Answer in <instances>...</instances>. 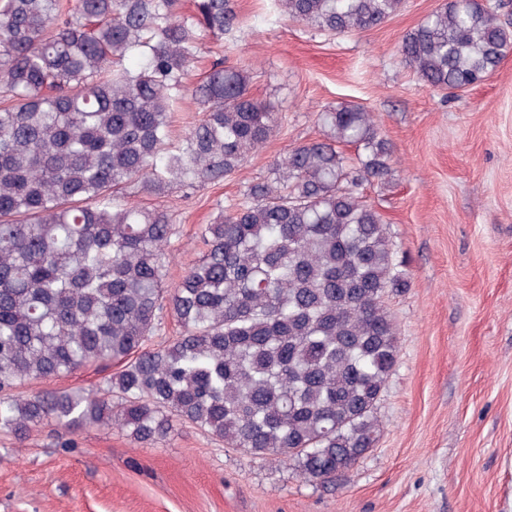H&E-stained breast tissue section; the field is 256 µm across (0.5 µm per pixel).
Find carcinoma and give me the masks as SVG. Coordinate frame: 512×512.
Masks as SVG:
<instances>
[{
    "mask_svg": "<svg viewBox=\"0 0 512 512\" xmlns=\"http://www.w3.org/2000/svg\"><path fill=\"white\" fill-rule=\"evenodd\" d=\"M277 2L330 35L404 6ZM236 19L232 0H197L187 17L178 0H0V431L113 427L151 444L187 423L320 483L375 446L399 355L385 297L409 282L362 194L392 172L372 113L323 111L327 138L289 149L275 178L205 225V255L170 287L171 216L117 198L131 183L162 195L230 176L266 143L277 116L246 69L219 62L189 84L201 33ZM511 51L512 29L478 0H446L400 46L448 92ZM188 91L202 115L173 147ZM164 310L181 333L155 348ZM92 364L119 367L97 392H25Z\"/></svg>",
    "mask_w": 512,
    "mask_h": 512,
    "instance_id": "cac0c4a2",
    "label": "carcinoma"
}]
</instances>
